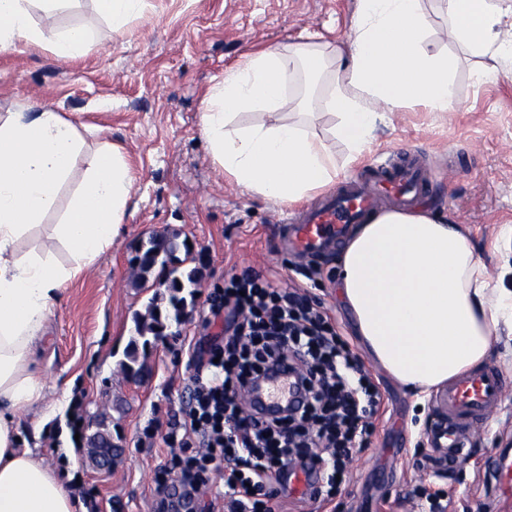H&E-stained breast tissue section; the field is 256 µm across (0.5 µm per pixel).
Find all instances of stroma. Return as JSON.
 Returning <instances> with one entry per match:
<instances>
[{
  "label": "stroma",
  "mask_w": 512,
  "mask_h": 512,
  "mask_svg": "<svg viewBox=\"0 0 512 512\" xmlns=\"http://www.w3.org/2000/svg\"><path fill=\"white\" fill-rule=\"evenodd\" d=\"M428 40L452 57L453 85L463 109H403L378 122L361 165L386 167L402 148L421 151L432 183L420 207L461 225L492 274L512 264V64L478 78L484 58L448 36L443 0H422ZM357 0H145L143 10L113 30L96 0H66L52 17L32 9L34 23L87 29L91 41L77 58L57 57L47 46L15 40L0 49V115L49 108L87 131L86 152L107 140L121 148L135 175L119 237L56 303L43 341L46 401L56 407L37 441L45 464L73 474L89 512H155L154 474L169 459L163 441L175 427L193 374L189 357L208 335V296L229 275L251 266L284 281L306 273L305 287L334 318L353 351L384 394L367 447L356 448L348 479L320 512H422L430 498L442 512H512V486L486 483L485 472L503 448H512V394L498 416L451 469H421L432 453L426 428L432 394L407 390L364 351L336 284L339 251L296 257L281 250V224L294 208L248 193L224 178L201 135V102L225 71L250 51L286 46L318 35L341 43L352 33ZM330 71L316 84L298 75L288 93L308 98L310 127L344 161L335 123L322 111ZM154 233L189 241L200 271L193 306L166 339L142 351L144 370L134 379L120 371L133 316L144 309L157 278L135 280L136 247ZM512 289V274H503ZM106 419L122 453L111 468L90 462L85 449L58 440L56 423L70 413Z\"/></svg>",
  "instance_id": "35a3bbf8"
}]
</instances>
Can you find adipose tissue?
Instances as JSON below:
<instances>
[{
	"label": "adipose tissue",
	"instance_id": "ef3b65f1",
	"mask_svg": "<svg viewBox=\"0 0 512 512\" xmlns=\"http://www.w3.org/2000/svg\"><path fill=\"white\" fill-rule=\"evenodd\" d=\"M34 0H0V47L24 39L54 54L85 51L83 30L47 32L33 23ZM449 32L473 55L512 61V0H445ZM420 0H359L352 36L324 51L304 42L266 46L225 72L202 101L200 129L224 177L249 192L295 206L335 186L340 169L323 140L278 112L299 68L336 69L325 102L334 134L356 162L377 121L405 108L456 112L453 59L430 48ZM262 108L267 121L239 127L240 112ZM83 146L60 113L14 112L0 119V512H87L67 481L42 463L30 439L44 430L45 374L39 344L68 285L111 247L131 194L133 171L119 147L104 144L53 238L72 265L21 252L51 211ZM339 288L356 332L395 379L427 392L479 365L500 325L512 326V290L498 287L468 236L422 209H389L357 225L340 257ZM28 434H21V423Z\"/></svg>",
	"mask_w": 512,
	"mask_h": 512
}]
</instances>
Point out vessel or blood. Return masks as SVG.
<instances>
[{
	"label": "vessel or blood",
	"mask_w": 512,
	"mask_h": 512,
	"mask_svg": "<svg viewBox=\"0 0 512 512\" xmlns=\"http://www.w3.org/2000/svg\"><path fill=\"white\" fill-rule=\"evenodd\" d=\"M426 192L416 155H405L390 168L369 171L307 209L287 224L284 243L297 254L322 251L345 238L350 225L364 221L382 200L407 206ZM511 393L512 380L491 365L449 382L434 400L441 423L431 440L442 458L453 464L467 455L470 435L487 424Z\"/></svg>",
	"instance_id": "b4317fda"
}]
</instances>
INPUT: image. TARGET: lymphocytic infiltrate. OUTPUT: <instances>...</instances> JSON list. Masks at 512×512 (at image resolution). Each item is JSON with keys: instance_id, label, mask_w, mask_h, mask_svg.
I'll use <instances>...</instances> for the list:
<instances>
[{"instance_id": "1", "label": "lymphocytic infiltrate", "mask_w": 512, "mask_h": 512, "mask_svg": "<svg viewBox=\"0 0 512 512\" xmlns=\"http://www.w3.org/2000/svg\"><path fill=\"white\" fill-rule=\"evenodd\" d=\"M209 314L224 332L190 356L189 400L163 437L173 453L155 473L157 512H168L172 490L200 492L223 470L228 496L254 512L300 473L309 477L301 501L321 505L346 475L351 449L369 444L381 391L298 283L244 268L210 294ZM280 371L292 374L299 400L271 414L249 410L246 393Z\"/></svg>"}]
</instances>
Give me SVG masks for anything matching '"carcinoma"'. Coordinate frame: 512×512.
<instances>
[{"mask_svg":"<svg viewBox=\"0 0 512 512\" xmlns=\"http://www.w3.org/2000/svg\"><path fill=\"white\" fill-rule=\"evenodd\" d=\"M186 257L179 258V252ZM137 256L138 279L145 282L157 272L166 285L168 295L153 294L146 304V313L134 318L133 335L124 352V360L119 362L121 369L128 375L140 373L137 367L139 349L147 348L154 342L167 336L172 324L181 323L187 298L195 297L199 285L198 268H184L190 260V248L186 242L178 240L176 234H153L141 241ZM70 438L80 434L75 446H86L91 449V460L97 466H104L111 454H117L118 448L112 445V432L103 421L95 423L93 433H88L90 425L81 422V418H67Z\"/></svg>","mask_w":512,"mask_h":512,"instance_id":"obj_1","label":"carcinoma"}]
</instances>
